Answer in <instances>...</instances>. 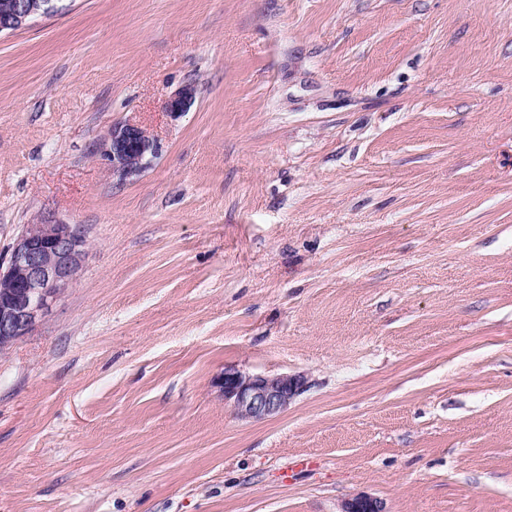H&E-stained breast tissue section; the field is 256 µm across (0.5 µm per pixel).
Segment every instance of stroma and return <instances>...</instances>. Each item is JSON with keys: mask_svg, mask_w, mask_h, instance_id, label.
I'll return each mask as SVG.
<instances>
[{"mask_svg": "<svg viewBox=\"0 0 512 512\" xmlns=\"http://www.w3.org/2000/svg\"><path fill=\"white\" fill-rule=\"evenodd\" d=\"M48 217L0 512H512V0H60L0 36V260ZM228 366L306 388L243 420ZM98 151L112 165V175L127 179L148 167L160 151L158 139L141 126L125 123L112 127Z\"/></svg>", "mask_w": 512, "mask_h": 512, "instance_id": "1", "label": "stroma"}]
</instances>
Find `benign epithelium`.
Wrapping results in <instances>:
<instances>
[{
	"instance_id": "1",
	"label": "benign epithelium",
	"mask_w": 512,
	"mask_h": 512,
	"mask_svg": "<svg viewBox=\"0 0 512 512\" xmlns=\"http://www.w3.org/2000/svg\"><path fill=\"white\" fill-rule=\"evenodd\" d=\"M56 0H10L0 10V34L25 28L57 11ZM196 89L185 85L168 100L167 110L179 114L194 102ZM98 151L112 165V175L124 180L148 167L160 151L158 139L142 127L125 123L112 127ZM86 257L80 227L45 220L26 228L15 240L7 264H0V351L14 346L47 315L77 280ZM306 387L300 375L262 376L224 370V401L244 419L263 420L284 412ZM341 512H383L381 504L359 494Z\"/></svg>"
}]
</instances>
